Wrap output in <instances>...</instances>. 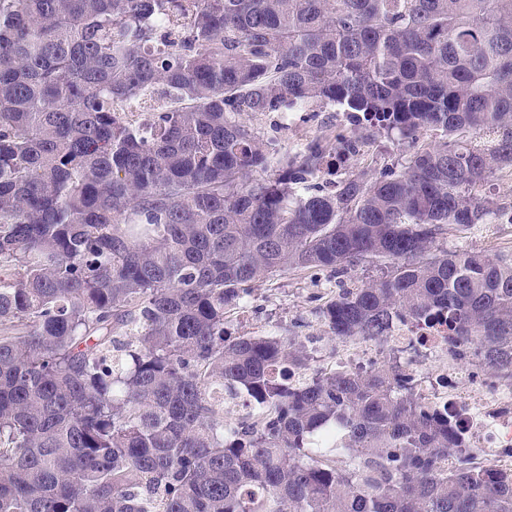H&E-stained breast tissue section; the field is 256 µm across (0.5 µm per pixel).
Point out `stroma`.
Here are the masks:
<instances>
[{"label":"stroma","instance_id":"obj_1","mask_svg":"<svg viewBox=\"0 0 512 512\" xmlns=\"http://www.w3.org/2000/svg\"><path fill=\"white\" fill-rule=\"evenodd\" d=\"M251 125L261 138L274 139L282 152L293 153L317 136L333 133L348 125L343 113L333 108L311 107L305 111L301 121L294 125H275L273 118L255 116ZM410 144L378 138L368 142L358 160L350 163L348 170L326 169L318 180L329 183L344 177L346 171H366L376 176L385 167L396 163L410 151ZM486 192L498 206L488 223L472 230L456 233L441 241V248L453 250L468 248L493 256L503 251H512V170L497 172L487 185ZM336 289V281L329 272L290 270L273 279L255 284L254 290L242 308L226 313L224 326L234 336L278 335L311 336L316 338V350L312 368H320L335 360L338 348L377 350L378 362L392 359L384 342L374 344L350 339L339 341L328 336L318 318V308Z\"/></svg>","mask_w":512,"mask_h":512}]
</instances>
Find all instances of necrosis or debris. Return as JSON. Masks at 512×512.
Here are the masks:
<instances>
[{"mask_svg":"<svg viewBox=\"0 0 512 512\" xmlns=\"http://www.w3.org/2000/svg\"><path fill=\"white\" fill-rule=\"evenodd\" d=\"M387 343L414 372L425 373V394L437 398L440 408L468 437L471 457L486 468L512 472V390L476 391L478 372L461 369L458 360L448 357L446 324L405 326L394 330ZM464 379L472 382L471 390H460Z\"/></svg>","mask_w":512,"mask_h":512,"instance_id":"obj_1","label":"necrosis or debris"}]
</instances>
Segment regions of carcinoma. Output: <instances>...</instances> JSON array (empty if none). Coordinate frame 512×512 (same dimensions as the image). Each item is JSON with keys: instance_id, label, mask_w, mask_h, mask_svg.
Instances as JSON below:
<instances>
[{"instance_id": "cac0c4a2", "label": "carcinoma", "mask_w": 512, "mask_h": 512, "mask_svg": "<svg viewBox=\"0 0 512 512\" xmlns=\"http://www.w3.org/2000/svg\"><path fill=\"white\" fill-rule=\"evenodd\" d=\"M315 103L339 162L440 138L320 185L326 136L284 157L245 119ZM507 167L512 0H0V512H512L511 475L442 467L465 442L398 364L224 331L329 271L334 338L443 321L511 379L512 252L439 247Z\"/></svg>"}]
</instances>
